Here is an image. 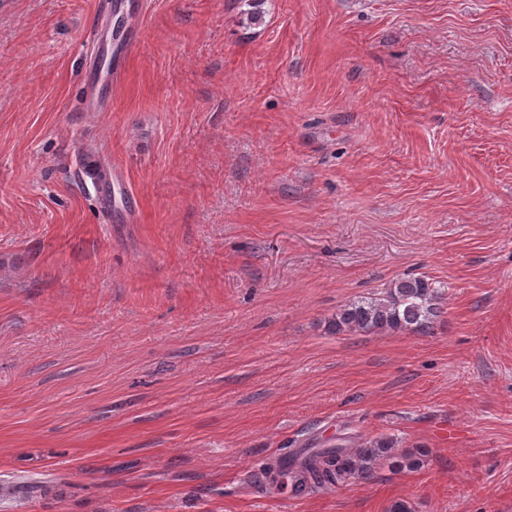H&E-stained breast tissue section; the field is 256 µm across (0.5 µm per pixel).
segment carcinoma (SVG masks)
I'll return each instance as SVG.
<instances>
[{
  "label": "carcinoma",
  "instance_id": "1",
  "mask_svg": "<svg viewBox=\"0 0 512 512\" xmlns=\"http://www.w3.org/2000/svg\"><path fill=\"white\" fill-rule=\"evenodd\" d=\"M446 300L444 286L424 276L401 278L380 294L343 305L328 321V327L336 334L429 333L443 317ZM422 456L420 449L403 450L390 438L375 437L357 448L342 442L302 460L295 457L278 464H288V477L298 490L306 491L369 481L384 465L413 471L420 467Z\"/></svg>",
  "mask_w": 512,
  "mask_h": 512
}]
</instances>
